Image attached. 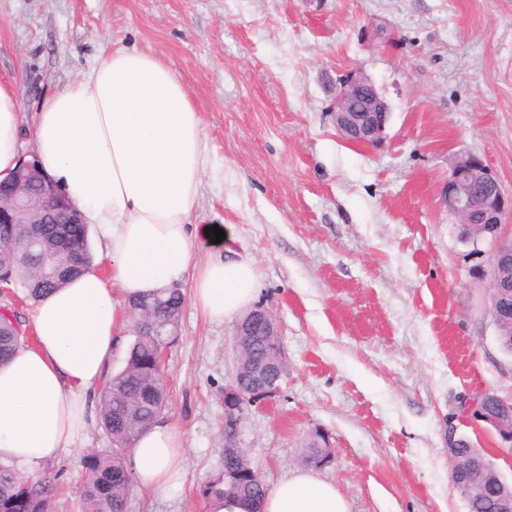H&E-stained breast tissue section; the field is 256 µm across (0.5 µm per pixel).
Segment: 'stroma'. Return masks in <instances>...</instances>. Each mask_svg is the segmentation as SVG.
<instances>
[{"label":"stroma","instance_id":"stroma-1","mask_svg":"<svg viewBox=\"0 0 512 512\" xmlns=\"http://www.w3.org/2000/svg\"><path fill=\"white\" fill-rule=\"evenodd\" d=\"M160 56L215 152L198 213L219 250L250 259L255 304L276 318L288 374L250 409L242 445L268 488L315 468L349 512H467L448 436L483 448L512 481V451L471 426L466 399L512 398V356L489 313L488 242L459 237L440 201L453 161L481 156L512 195V0H0V75L15 77L21 156L34 116L105 49ZM361 69L390 108L386 138L344 140L333 88ZM234 321L185 305L168 349L163 421L183 434L182 492L132 490L128 512H209L224 470V387ZM92 426L53 462L55 512H78Z\"/></svg>","mask_w":512,"mask_h":512}]
</instances>
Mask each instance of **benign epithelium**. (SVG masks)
Instances as JSON below:
<instances>
[{"label":"benign epithelium","instance_id":"1","mask_svg":"<svg viewBox=\"0 0 512 512\" xmlns=\"http://www.w3.org/2000/svg\"><path fill=\"white\" fill-rule=\"evenodd\" d=\"M336 130L345 139L380 145L390 116L388 104L374 84L359 69L345 76L335 89L331 104ZM448 213L461 224L486 225L492 233L489 287L505 288L498 270L512 259V235L505 233V220L512 216V197H507L486 162L468 154L451 166L441 190ZM0 224H65L69 243L84 234L81 212L54 184L39 166L38 158L22 161L14 174L0 180ZM263 329L267 339L279 337L274 317L264 308L250 310L235 326L234 342L238 352L235 374L224 387V447L234 449L242 469L236 476L255 475L242 447L239 424L243 414L237 413L240 402L252 407L278 394L287 375L283 350L270 349L261 362L254 359V336ZM464 414L473 423H487L497 429L502 442L512 446V414L494 417L485 409V395L465 403Z\"/></svg>","mask_w":512,"mask_h":512}]
</instances>
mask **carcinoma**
Listing matches in <instances>:
<instances>
[{
  "instance_id": "carcinoma-1",
  "label": "carcinoma",
  "mask_w": 512,
  "mask_h": 512,
  "mask_svg": "<svg viewBox=\"0 0 512 512\" xmlns=\"http://www.w3.org/2000/svg\"><path fill=\"white\" fill-rule=\"evenodd\" d=\"M10 226L0 228V274L11 282L29 285L27 297L38 300L65 286L83 274L93 263L90 241L67 251L61 258L64 271L56 280L45 282L41 276V256L54 253L61 238L57 224L41 225V241L29 252L11 251L8 245ZM15 295L1 294L0 361L9 359L28 338L20 331L21 314L12 307ZM185 302L179 288L153 297H143L128 303L134 340L129 346L125 366L112 375L100 400L99 424L109 437L112 448L93 450L83 457L85 479L81 490L82 512H125L133 477L124 465V454L138 438L156 424L167 408L168 390L164 374L154 365L162 344H172ZM153 314V323H142L140 312ZM321 430L311 433L305 443L306 461L318 465L321 461L317 444L326 442ZM58 477L50 472L26 476L14 466L0 463V512H53L58 493ZM207 500L222 498L259 506L267 488L257 483H241L224 489V480L216 478L204 486ZM493 489L486 488L471 499L469 512H496Z\"/></svg>"
}]
</instances>
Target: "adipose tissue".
<instances>
[{
	"instance_id": "ef3b65f1",
	"label": "adipose tissue",
	"mask_w": 512,
	"mask_h": 512,
	"mask_svg": "<svg viewBox=\"0 0 512 512\" xmlns=\"http://www.w3.org/2000/svg\"><path fill=\"white\" fill-rule=\"evenodd\" d=\"M16 80L0 76V179L18 166ZM34 136L43 170L83 213L99 247L80 277L39 300L35 345L0 363V462L39 471L85 437L126 319L123 302L191 289L205 318L224 321L250 305L249 262L204 253L197 201L212 150L185 86L158 56L101 52L66 87L44 98ZM180 431L156 424L128 452L144 488L181 490ZM262 512H348L335 486L303 472L282 481Z\"/></svg>"
}]
</instances>
